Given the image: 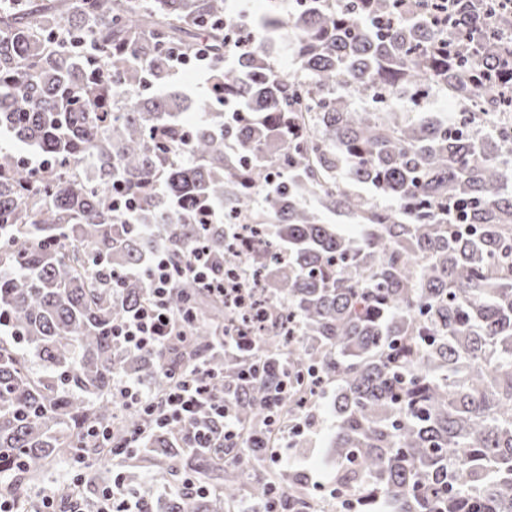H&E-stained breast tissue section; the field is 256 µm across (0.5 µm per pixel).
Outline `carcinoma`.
Listing matches in <instances>:
<instances>
[{
	"label": "carcinoma",
	"mask_w": 512,
	"mask_h": 512,
	"mask_svg": "<svg viewBox=\"0 0 512 512\" xmlns=\"http://www.w3.org/2000/svg\"><path fill=\"white\" fill-rule=\"evenodd\" d=\"M398 0H359L351 13L303 0L267 7L259 46L224 65V0H56L0 8V130L50 162L33 172L0 151V472L12 492L45 482L76 450L110 462L144 424L112 396L119 374L155 396L166 370L206 362L234 399L240 426L272 440L266 399L288 378L278 423L311 426L332 396L336 488H360L358 512H512V12L495 14L502 41L484 37L491 0H450L454 23L426 0L390 21ZM305 79L271 68L282 37ZM204 51L215 91L185 117L169 90L168 48ZM439 87L459 109L440 116L412 93ZM385 89L381 109L357 106ZM245 113L228 128L224 106ZM161 182L165 194L155 191ZM135 216L114 205V188ZM380 196L387 208L372 203ZM224 207L260 230L246 264L270 316L251 354L212 349L228 331L224 307L188 279L169 303L192 309L187 336L161 352H128L112 325L146 298L147 250L182 262L208 247L217 273L235 243L193 222ZM357 226L350 237L330 217ZM148 225L142 235L128 227ZM44 363L30 372L26 348ZM283 361L235 395L253 363ZM91 425L110 441L86 443ZM157 429L125 456L210 488L168 493L155 512H232L244 496L287 490L283 512H321L302 471L254 470L246 448H195Z\"/></svg>",
	"instance_id": "cac0c4a2"
}]
</instances>
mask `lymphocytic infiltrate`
Returning a JSON list of instances; mask_svg holds the SVG:
<instances>
[{"instance_id": "obj_1", "label": "lymphocytic infiltrate", "mask_w": 512, "mask_h": 512, "mask_svg": "<svg viewBox=\"0 0 512 512\" xmlns=\"http://www.w3.org/2000/svg\"><path fill=\"white\" fill-rule=\"evenodd\" d=\"M147 297L136 311L112 328V337L129 351H151L169 343L177 334V327L187 322L186 314L174 311L169 304V294L175 276H183L204 285L211 295L223 300L226 308L247 312L254 310V291L248 288L243 271L235 270L226 278L216 279L213 265L201 246H194L180 270H173L164 249L150 252L147 265ZM171 384L162 397H155L149 388L135 378L116 376L114 385L130 406L143 410L146 428L134 431L133 443H141L147 429L177 430L193 425L192 443L197 448H212L216 443L234 446L247 441L260 455H267L268 444L262 436L243 438L231 402L216 394L209 382L203 364L197 363L171 372ZM272 455V454H269ZM281 461V454L272 455ZM71 512H143L140 494L126 489L123 478H115L105 487L96 500L88 504L73 502Z\"/></svg>"}]
</instances>
